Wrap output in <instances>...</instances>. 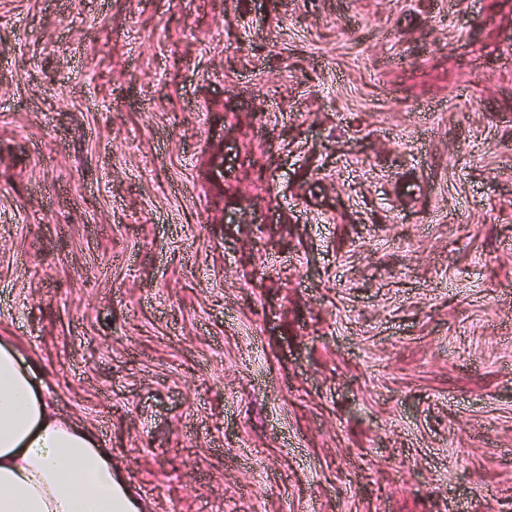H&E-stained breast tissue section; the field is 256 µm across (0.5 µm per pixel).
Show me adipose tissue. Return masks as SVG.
Returning <instances> with one entry per match:
<instances>
[{"instance_id": "ef3b65f1", "label": "adipose tissue", "mask_w": 512, "mask_h": 512, "mask_svg": "<svg viewBox=\"0 0 512 512\" xmlns=\"http://www.w3.org/2000/svg\"><path fill=\"white\" fill-rule=\"evenodd\" d=\"M0 512H141L91 431L58 415L0 341Z\"/></svg>"}]
</instances>
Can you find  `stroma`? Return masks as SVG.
I'll return each instance as SVG.
<instances>
[{
	"mask_svg": "<svg viewBox=\"0 0 512 512\" xmlns=\"http://www.w3.org/2000/svg\"><path fill=\"white\" fill-rule=\"evenodd\" d=\"M0 338L145 512H512V0H0Z\"/></svg>",
	"mask_w": 512,
	"mask_h": 512,
	"instance_id": "obj_1",
	"label": "stroma"
}]
</instances>
